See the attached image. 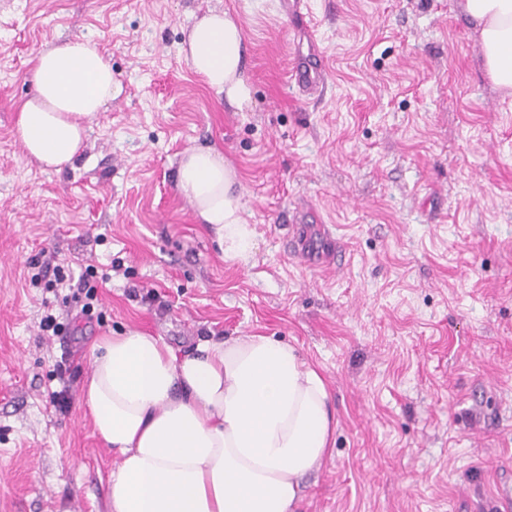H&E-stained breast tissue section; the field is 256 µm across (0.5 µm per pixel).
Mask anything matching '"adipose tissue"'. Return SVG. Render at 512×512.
<instances>
[{"instance_id":"obj_1","label":"adipose tissue","mask_w":512,"mask_h":512,"mask_svg":"<svg viewBox=\"0 0 512 512\" xmlns=\"http://www.w3.org/2000/svg\"><path fill=\"white\" fill-rule=\"evenodd\" d=\"M491 82L512 95V0H465ZM243 35L228 13L189 29L180 52L232 105L249 99ZM35 93L20 103L26 156L59 170L81 151L88 122L114 92L112 67L84 39L34 59ZM237 174L214 146L183 153L177 188L214 226L228 261L247 260L255 231L243 217ZM83 391L95 434L116 456L109 512H295L304 478L336 429L324 376L289 344L263 335L178 353L161 337H100Z\"/></svg>"}]
</instances>
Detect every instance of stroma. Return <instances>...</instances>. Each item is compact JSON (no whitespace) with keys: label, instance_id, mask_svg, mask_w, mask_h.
Masks as SVG:
<instances>
[{"label":"stroma","instance_id":"1","mask_svg":"<svg viewBox=\"0 0 512 512\" xmlns=\"http://www.w3.org/2000/svg\"><path fill=\"white\" fill-rule=\"evenodd\" d=\"M281 2L0 0V512H108L115 458L82 394L93 342L129 330L183 352L270 336L324 375L334 444L296 512H512V97L464 0H306L304 23ZM210 11L241 25L244 107L180 52ZM72 38L117 89L56 172L15 122L37 53ZM310 46L327 82L307 99L289 75ZM208 144L238 174L245 262L176 188ZM301 218L343 269L299 265ZM89 263L111 275L92 290Z\"/></svg>","mask_w":512,"mask_h":512}]
</instances>
